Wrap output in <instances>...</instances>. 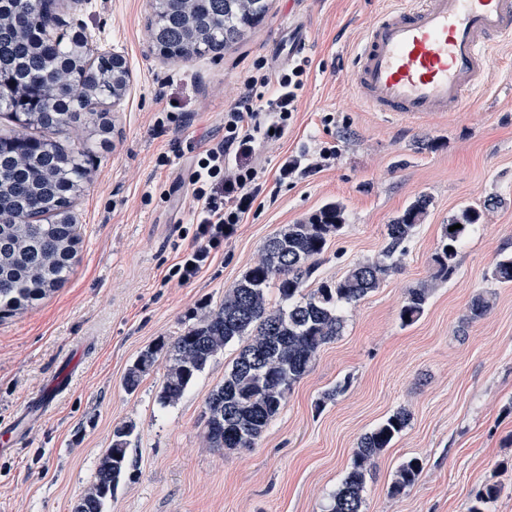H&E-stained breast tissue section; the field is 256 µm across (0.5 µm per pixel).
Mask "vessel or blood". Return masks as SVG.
Listing matches in <instances>:
<instances>
[{"label": "vessel or blood", "instance_id": "obj_1", "mask_svg": "<svg viewBox=\"0 0 512 512\" xmlns=\"http://www.w3.org/2000/svg\"><path fill=\"white\" fill-rule=\"evenodd\" d=\"M501 43H512V0H408L368 26L354 90L373 112H461L488 86L491 50Z\"/></svg>", "mask_w": 512, "mask_h": 512}]
</instances>
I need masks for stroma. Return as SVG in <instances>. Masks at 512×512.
I'll list each match as a JSON object with an SVG mask.
<instances>
[{"label": "stroma", "instance_id": "35a3bbf8", "mask_svg": "<svg viewBox=\"0 0 512 512\" xmlns=\"http://www.w3.org/2000/svg\"><path fill=\"white\" fill-rule=\"evenodd\" d=\"M405 0H271L262 22L219 58L169 60L151 49L150 0H60L68 32L96 51L121 54L127 97L97 137L91 176L75 202L79 244L68 280L36 305L0 319V431L56 370L72 365L48 416L22 446L0 455V512H71L93 482L112 430L135 425L137 461L108 512H327L359 438L398 408L412 414L368 479L364 512H468L475 492L499 485L491 512H512V284L491 278L512 254V43L491 56V83L464 112L424 120L366 109L352 87V54L375 14ZM311 60L286 138L264 145L267 184L290 156L331 144L326 166L299 172L246 215L212 265L192 283L164 282L191 244L189 137L218 142L255 60L289 62L288 19ZM172 163L157 167L159 154ZM276 184V183H275ZM432 205L380 288L344 310V329L294 384L254 448L217 450L205 436L206 399L237 354L228 345L183 397L158 401L165 360L135 392L123 377L150 344L172 341L217 307L257 261L266 239L324 204L341 201L346 221L318 256L313 282L339 279L379 257L386 226L419 196ZM483 209L459 247L455 275L434 289L423 316L403 325L409 289L429 280L441 226L460 207ZM495 294L481 318L472 298ZM348 380L336 401L322 393ZM423 471L400 495L399 464ZM423 470L420 458L411 457L402 461L397 467L390 489L392 495L402 493L406 488L414 485Z\"/></svg>", "mask_w": 512, "mask_h": 512}]
</instances>
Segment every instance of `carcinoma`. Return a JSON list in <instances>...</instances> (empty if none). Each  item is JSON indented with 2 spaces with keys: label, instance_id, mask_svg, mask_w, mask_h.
<instances>
[{
  "label": "carcinoma",
  "instance_id": "cac0c4a2",
  "mask_svg": "<svg viewBox=\"0 0 512 512\" xmlns=\"http://www.w3.org/2000/svg\"><path fill=\"white\" fill-rule=\"evenodd\" d=\"M269 0H153L151 36L170 58L189 61L220 56L244 40L266 15ZM55 0H0V112H29V121L0 136V319L23 310L60 287L75 258L70 248L76 225L72 200L89 180L88 141L66 148L31 134L63 133L74 126L89 136L112 129L109 107L128 89L126 61L100 54L90 59L86 37L75 32L53 37ZM30 144L21 156L15 144ZM430 200L420 197L387 225V246L375 260L352 266L336 281L310 287L316 258L345 224V207L330 202L306 219L288 225L263 244L260 258L225 291L216 309L173 341L142 350L124 376L133 392L159 356L167 367L161 384L162 405L177 403L207 364L231 343L239 349L224 381L206 401V438L219 450L252 448L279 413L293 385L309 371L326 344L342 334V308L379 288L405 253V244L425 218ZM482 218V210L464 206L442 226L429 282L409 289L400 311L411 325L425 312L429 296L459 266L458 247ZM461 228L449 231V227ZM492 279L512 284V255L499 259ZM276 298H270V288ZM493 292L473 297L477 319L492 307ZM411 413L399 408L359 439L351 465L332 496L330 512H363L367 479L376 460L409 425ZM135 425L112 431L94 482L71 512H106L119 483L132 476L129 446ZM423 470L418 457L402 461L390 489L398 495L414 485ZM501 488L478 490L468 512H488Z\"/></svg>",
  "mask_w": 512,
  "mask_h": 512
}]
</instances>
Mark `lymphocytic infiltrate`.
Returning <instances> with one entry per match:
<instances>
[{
	"label": "lymphocytic infiltrate",
	"instance_id": "obj_1",
	"mask_svg": "<svg viewBox=\"0 0 512 512\" xmlns=\"http://www.w3.org/2000/svg\"><path fill=\"white\" fill-rule=\"evenodd\" d=\"M309 66L304 57L277 69L255 61L234 104L224 110L223 140L211 146L187 143L193 156L189 185L196 233L169 269L168 278L181 284L197 278L261 196L259 171L253 163L257 148L287 135Z\"/></svg>",
	"mask_w": 512,
	"mask_h": 512
}]
</instances>
